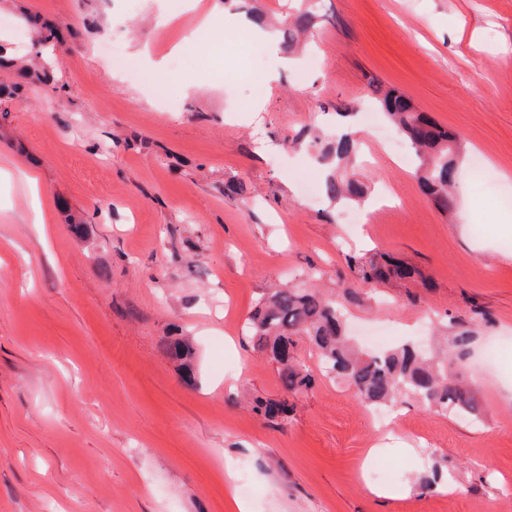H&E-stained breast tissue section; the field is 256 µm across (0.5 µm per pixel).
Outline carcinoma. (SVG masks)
<instances>
[{"label": "carcinoma", "instance_id": "obj_1", "mask_svg": "<svg viewBox=\"0 0 512 512\" xmlns=\"http://www.w3.org/2000/svg\"><path fill=\"white\" fill-rule=\"evenodd\" d=\"M315 13L308 9L293 17L283 29L288 42L306 35L314 26ZM55 32L39 39L44 63L34 71L38 77L53 71L55 62L48 44ZM369 88L378 94V102L395 130L408 142L420 159L421 188L442 212L455 208L458 159L455 153L461 145L458 135L434 123L418 111L411 100L396 90L381 91V85L371 80ZM359 152L355 133L346 132L336 141L326 144L323 158L339 165ZM325 195L333 200L348 199L361 194V187L340 173H330L323 184ZM351 272L365 285L375 288L391 279L412 280L416 271L406 263L384 254H353L346 258ZM343 303L325 298L316 291L300 288H277L257 302L249 318L251 340L266 352L277 365L280 384L285 391H296L312 384L310 374L292 362L295 337L306 336L319 352L328 374L343 380L356 390L363 404L377 408L404 392L424 398L454 415H473L479 401L473 391L454 382L448 373L436 371L411 347L361 354L348 343L344 334ZM171 354L191 366L193 351L182 337L167 341ZM253 411L266 419L285 420L288 403L257 399Z\"/></svg>", "mask_w": 512, "mask_h": 512}]
</instances>
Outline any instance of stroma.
<instances>
[{"instance_id":"stroma-1","label":"stroma","mask_w":512,"mask_h":512,"mask_svg":"<svg viewBox=\"0 0 512 512\" xmlns=\"http://www.w3.org/2000/svg\"><path fill=\"white\" fill-rule=\"evenodd\" d=\"M293 0H0V46L34 58L31 19L56 27L50 80L0 66V512H512V0H315L304 51L248 36ZM223 10L222 55L184 42ZM118 41L130 67L112 63ZM165 58L168 94L141 79ZM293 57L269 86L261 69ZM460 133L454 211L423 193L416 162L369 99L368 77ZM355 103L365 202L322 190L315 152ZM485 156L487 173L471 168ZM36 173L37 183L26 180ZM379 211L354 224L365 204ZM473 209L464 224L460 213ZM83 222L74 231L68 215ZM380 252L420 281L370 290L346 254ZM348 302V332L420 345L454 365L477 416L400 397L385 422L322 372L295 395L245 323L276 285ZM472 340L461 364L451 336ZM194 349L191 378L165 348ZM287 400L272 424L254 399ZM461 492H447L448 483Z\"/></svg>"}]
</instances>
